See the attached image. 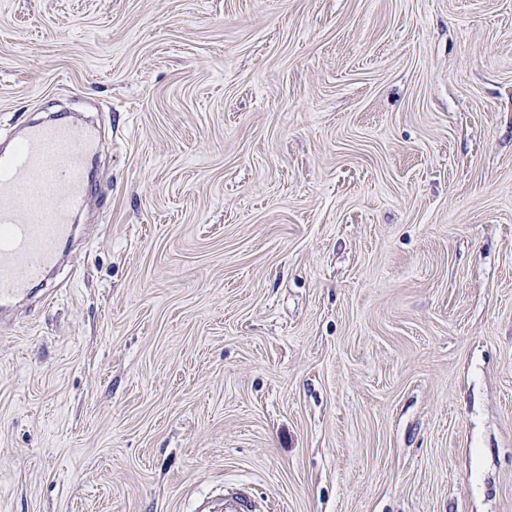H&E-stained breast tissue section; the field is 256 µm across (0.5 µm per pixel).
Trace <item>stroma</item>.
<instances>
[{
    "label": "stroma",
    "instance_id": "obj_1",
    "mask_svg": "<svg viewBox=\"0 0 512 512\" xmlns=\"http://www.w3.org/2000/svg\"><path fill=\"white\" fill-rule=\"evenodd\" d=\"M56 113L0 512H512V0H0V141Z\"/></svg>",
    "mask_w": 512,
    "mask_h": 512
}]
</instances>
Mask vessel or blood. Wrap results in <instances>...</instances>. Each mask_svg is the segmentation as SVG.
Returning a JSON list of instances; mask_svg holds the SVG:
<instances>
[{"label":"vessel or blood","mask_w":512,"mask_h":512,"mask_svg":"<svg viewBox=\"0 0 512 512\" xmlns=\"http://www.w3.org/2000/svg\"><path fill=\"white\" fill-rule=\"evenodd\" d=\"M98 143L75 124L30 126L0 154V308L27 295L56 264L87 197L86 159Z\"/></svg>","instance_id":"vessel-or-blood-1"}]
</instances>
